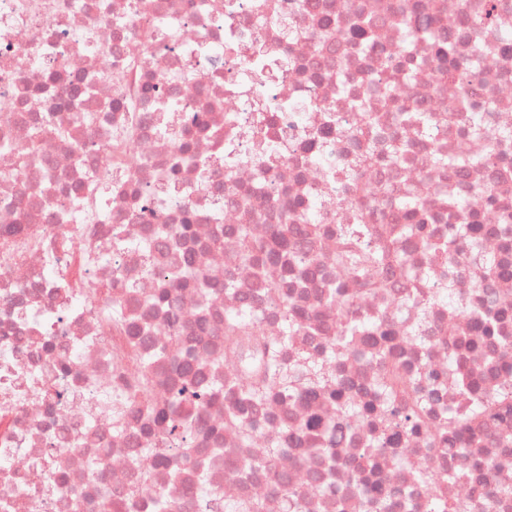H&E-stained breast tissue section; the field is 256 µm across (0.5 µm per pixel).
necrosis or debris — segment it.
Masks as SVG:
<instances>
[{
    "instance_id": "obj_1",
    "label": "necrosis or debris",
    "mask_w": 512,
    "mask_h": 512,
    "mask_svg": "<svg viewBox=\"0 0 512 512\" xmlns=\"http://www.w3.org/2000/svg\"><path fill=\"white\" fill-rule=\"evenodd\" d=\"M400 0H0V512H358L340 491L349 462L372 433L349 418V437L324 442L311 417L336 414L331 393L306 399L269 393L264 360L280 346L284 309L311 310L325 280L358 292L350 314L369 323L361 352L331 365L358 406L375 394L379 364L365 353L415 366V385L437 389L459 414L470 405L460 373L476 355L478 312L499 315L512 337V277L484 283L449 257L457 215L438 210L434 191L459 196L493 188L478 207L486 232L482 264L512 266V0H497L500 35L473 27L476 0H415L448 37L412 65L398 34L379 26L372 52L347 30L355 9ZM475 61L484 129L441 111L459 89L441 80L449 61ZM412 65L389 100L373 93L383 63ZM410 102L430 111L422 137L397 126ZM483 154L457 173L436 156ZM367 163L347 176L356 156ZM379 191L368 205L359 190ZM416 192L436 218L433 234L407 240L404 267L384 291L345 276L331 233L311 240L305 266L287 257L261 272L238 265L220 239L238 225L267 240L288 204L310 203L331 228L357 222L389 238ZM344 206H336V199ZM212 283L208 310L170 269L179 253ZM236 281L224 289L226 277ZM241 319L228 330V317ZM169 346L171 358L143 387L141 362ZM206 380L255 385L267 396L248 442L224 426V401L191 412L202 460L172 474L146 405L167 407L183 361ZM280 439L285 454L249 472L237 463ZM491 463L500 493L477 498L476 461ZM455 467L462 479L438 476ZM390 512H427L438 494L466 512H512V448L485 441L447 457L425 437L404 436L374 457Z\"/></svg>"
}]
</instances>
